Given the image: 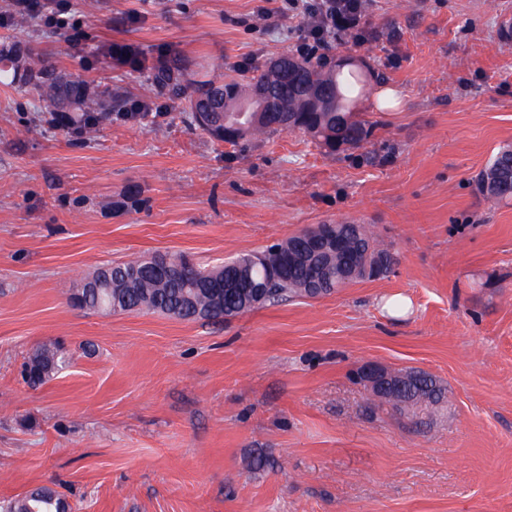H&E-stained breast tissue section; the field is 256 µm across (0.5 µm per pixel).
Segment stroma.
Listing matches in <instances>:
<instances>
[{"label": "stroma", "mask_w": 512, "mask_h": 512, "mask_svg": "<svg viewBox=\"0 0 512 512\" xmlns=\"http://www.w3.org/2000/svg\"><path fill=\"white\" fill-rule=\"evenodd\" d=\"M283 5L68 0L77 48L0 28V48L161 110L157 129L105 122L84 141L0 84V501L48 485L72 512H512V199L475 182L512 145V0H370L381 37L355 51L400 96L382 108L370 84L356 103L378 124L370 164L297 132L211 141L147 72L94 58L124 43L222 78L294 52L304 20ZM343 221L393 243L390 274L222 322L66 296L106 264L183 253L209 268ZM395 294L407 316L384 310ZM45 344L66 365L33 387L22 366ZM368 365L426 371L447 401L370 411Z\"/></svg>", "instance_id": "stroma-1"}]
</instances>
